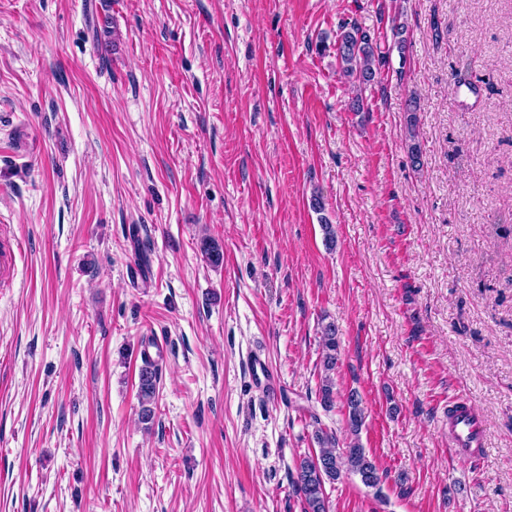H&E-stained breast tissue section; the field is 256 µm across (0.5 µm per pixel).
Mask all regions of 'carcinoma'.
Instances as JSON below:
<instances>
[{
	"mask_svg": "<svg viewBox=\"0 0 512 512\" xmlns=\"http://www.w3.org/2000/svg\"><path fill=\"white\" fill-rule=\"evenodd\" d=\"M336 58L342 76L353 80L359 92L362 91V86L374 80L379 67L385 63V56L377 52L370 35L356 25L342 27L336 40ZM406 112L408 158L412 165L417 166L421 158L420 146L416 142L418 117L415 100L408 101ZM200 249L212 266L218 267L223 263V249L214 240L202 238ZM320 332L324 377L319 386V399L322 408L329 410L336 405L338 398L333 374L339 360L340 342L335 323L321 324ZM159 370L160 364L157 362H146L140 368L139 399L141 420L145 423L151 422L154 418L153 405L157 396ZM344 407L345 424L350 435L346 446H340L339 439L333 431L316 428L314 439L319 446L318 453L301 458L292 476V483L302 499L303 512H330L325 484L339 480L344 474L359 477L367 488L381 490L384 473L380 472L375 462L370 459L359 439L365 424L366 408L358 391L348 392Z\"/></svg>",
	"mask_w": 512,
	"mask_h": 512,
	"instance_id": "obj_1",
	"label": "carcinoma"
}]
</instances>
